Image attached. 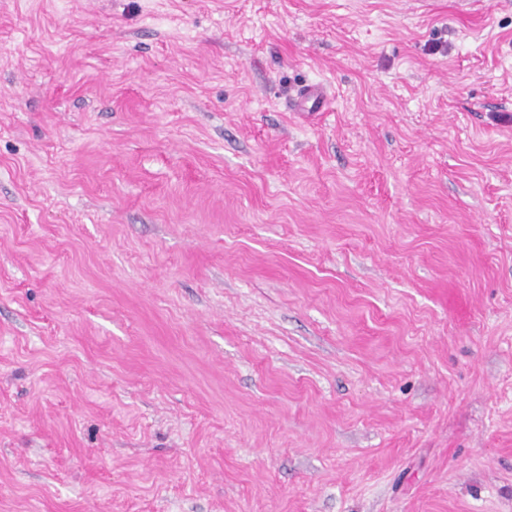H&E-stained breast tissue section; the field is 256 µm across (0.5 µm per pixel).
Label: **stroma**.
Segmentation results:
<instances>
[{
	"mask_svg": "<svg viewBox=\"0 0 512 512\" xmlns=\"http://www.w3.org/2000/svg\"><path fill=\"white\" fill-rule=\"evenodd\" d=\"M0 512H512V0H0Z\"/></svg>",
	"mask_w": 512,
	"mask_h": 512,
	"instance_id": "stroma-1",
	"label": "stroma"
}]
</instances>
